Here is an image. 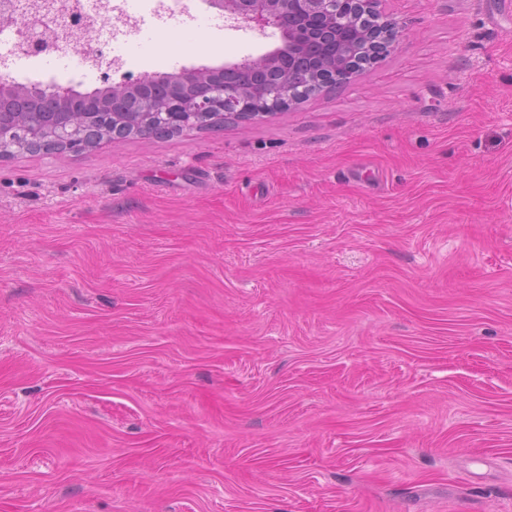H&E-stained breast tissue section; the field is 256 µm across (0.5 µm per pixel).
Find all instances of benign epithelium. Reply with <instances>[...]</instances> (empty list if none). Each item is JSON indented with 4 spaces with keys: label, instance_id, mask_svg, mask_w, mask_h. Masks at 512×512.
I'll return each instance as SVG.
<instances>
[{
    "label": "benign epithelium",
    "instance_id": "benign-epithelium-1",
    "mask_svg": "<svg viewBox=\"0 0 512 512\" xmlns=\"http://www.w3.org/2000/svg\"><path fill=\"white\" fill-rule=\"evenodd\" d=\"M32 18L20 24L17 46L25 55L41 54L51 48L44 37L40 23L56 11V0H30ZM210 7L224 13L235 23H246L261 31L274 28L281 34L282 44L269 54L257 58H244L220 69L203 68L179 73L145 75L136 80L109 84L91 92H80L71 86L24 85L6 76L0 78V106L20 100H38L25 115L18 127L7 112H0V158L12 149L37 146L53 147L60 154L81 153L92 144L88 139L89 128L103 126L104 141H122L130 136L147 137L148 130L162 123L177 132L198 129L203 124L223 122L239 117L245 121L269 116V108L279 104L284 108L305 97L312 85L311 76L306 83H282L274 95H268L264 85L254 83L244 89H226L220 76L245 74L272 69L285 57L293 65H309L307 46L304 42L320 35L324 23L336 25V4L344 0H206ZM389 32L377 36L364 33L358 36L357 45L370 61L387 51L405 29L394 21L387 22ZM168 88V100L163 105L143 104L130 114L112 111V95L141 97L154 82Z\"/></svg>",
    "mask_w": 512,
    "mask_h": 512
}]
</instances>
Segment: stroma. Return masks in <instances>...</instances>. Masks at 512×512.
Returning a JSON list of instances; mask_svg holds the SVG:
<instances>
[{
    "instance_id": "1",
    "label": "stroma",
    "mask_w": 512,
    "mask_h": 512,
    "mask_svg": "<svg viewBox=\"0 0 512 512\" xmlns=\"http://www.w3.org/2000/svg\"><path fill=\"white\" fill-rule=\"evenodd\" d=\"M188 5L113 81L281 44ZM379 10L345 88L0 160V512H512V8ZM341 12L348 15L352 14L349 26L356 32H360L361 27L378 30L380 33L386 32L385 25H381L378 21V14L373 12L371 9L365 11L361 7L351 8L349 4L345 3L342 5ZM383 23L387 24L389 33H385L383 36H377L370 33H364L358 36L359 40L357 41V45L362 51L360 53L369 54L370 63H373L381 53L387 51L394 42L405 35V29L399 26L396 22L385 21ZM390 31H392V35L390 34ZM362 54L354 53L347 58L349 61L353 62L352 67H361V61H366V58Z\"/></svg>"
}]
</instances>
